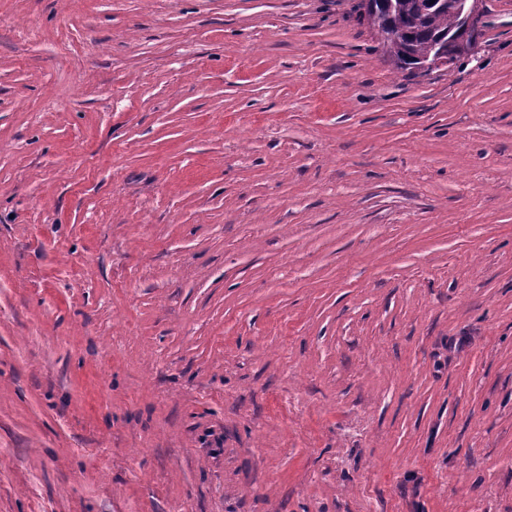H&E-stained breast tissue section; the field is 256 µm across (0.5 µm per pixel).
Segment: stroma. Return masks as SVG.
Returning a JSON list of instances; mask_svg holds the SVG:
<instances>
[{"label":"stroma","instance_id":"stroma-1","mask_svg":"<svg viewBox=\"0 0 512 512\" xmlns=\"http://www.w3.org/2000/svg\"><path fill=\"white\" fill-rule=\"evenodd\" d=\"M0 0V512H512V0ZM391 7L386 6L378 15L379 24L386 36L378 38L384 53L393 61L398 69L416 68L429 55H432L440 44L449 42L454 50V60L458 61L468 55L465 48L469 37L462 30L461 22L467 29H474L482 18L479 4L481 0H456L453 5L434 3L427 7L425 13L415 8L419 0H391ZM421 6L428 5L419 1ZM457 10V11H456ZM459 15H458V13ZM453 56L448 48L441 46L432 57L424 63L422 71L440 66L450 65Z\"/></svg>","mask_w":512,"mask_h":512}]
</instances>
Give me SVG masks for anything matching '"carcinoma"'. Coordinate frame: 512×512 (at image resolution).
<instances>
[{
  "instance_id": "cac0c4a2",
  "label": "carcinoma",
  "mask_w": 512,
  "mask_h": 512,
  "mask_svg": "<svg viewBox=\"0 0 512 512\" xmlns=\"http://www.w3.org/2000/svg\"><path fill=\"white\" fill-rule=\"evenodd\" d=\"M417 0H392L378 15L384 35L379 44L399 69L415 68L441 44L454 50V60L468 55L469 37L462 30L460 17L450 3H434L421 13Z\"/></svg>"
}]
</instances>
